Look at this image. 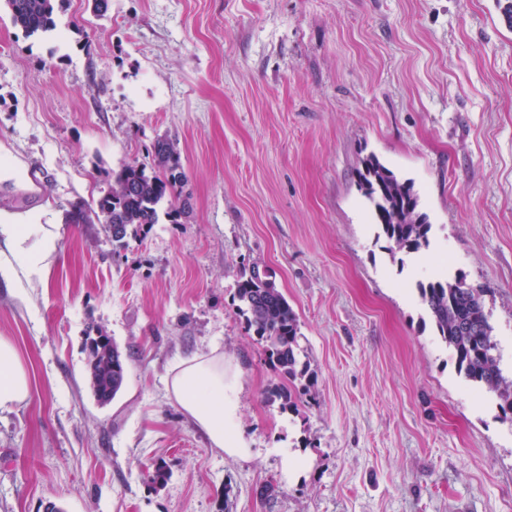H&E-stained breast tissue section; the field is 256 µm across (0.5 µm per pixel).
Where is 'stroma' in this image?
I'll use <instances>...</instances> for the list:
<instances>
[{
	"label": "stroma",
	"instance_id": "35a3bbf8",
	"mask_svg": "<svg viewBox=\"0 0 512 512\" xmlns=\"http://www.w3.org/2000/svg\"><path fill=\"white\" fill-rule=\"evenodd\" d=\"M50 35L0 11V209L53 223L45 282L0 279L34 376L0 413V512H512V424L457 371L418 286L485 289L512 371V27L497 0H64ZM180 156L185 208L113 245L74 224L111 172ZM411 180L429 244L390 254L357 186ZM267 269L310 391L272 368L237 283ZM125 383L92 392L85 333ZM219 349L247 458L167 397ZM288 387L290 403L273 392ZM166 481L156 482V462Z\"/></svg>",
	"mask_w": 512,
	"mask_h": 512
}]
</instances>
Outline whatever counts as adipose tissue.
I'll return each instance as SVG.
<instances>
[{"label": "adipose tissue", "mask_w": 512, "mask_h": 512, "mask_svg": "<svg viewBox=\"0 0 512 512\" xmlns=\"http://www.w3.org/2000/svg\"><path fill=\"white\" fill-rule=\"evenodd\" d=\"M0 242L10 256L0 259V278L17 272L47 278V260L56 250V239L41 214L26 218L0 212ZM239 375L226 366L220 353L182 361L166 383V392L208 436L212 446L231 457H247L250 442L236 422ZM32 377L14 343L0 336V412L13 410L30 396Z\"/></svg>", "instance_id": "ef3b65f1"}]
</instances>
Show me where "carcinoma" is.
Instances as JSON below:
<instances>
[{
  "label": "carcinoma",
  "instance_id": "carcinoma-1",
  "mask_svg": "<svg viewBox=\"0 0 512 512\" xmlns=\"http://www.w3.org/2000/svg\"><path fill=\"white\" fill-rule=\"evenodd\" d=\"M59 0H0V8L11 16L13 25L26 36H46L56 27ZM180 157L173 144L159 141L154 146L151 167L136 162L112 173L108 191L99 197L95 208L78 210L75 221L96 219L121 243L144 224H156L160 215L174 217L176 211H162L173 205L172 198L182 181ZM357 183L373 204V219L389 242L388 251H417L428 245L431 225L418 211L413 183L399 179L393 171L370 155L357 172ZM421 302L428 311L438 336L454 354L459 374L492 393L498 401L501 419L512 422V379L504 377L498 345L485 312V289L459 278L453 282L436 280L419 284ZM237 299L241 313L264 343L275 371L290 382L305 376L298 358L299 324L283 294L268 279L267 272L255 266L248 277L238 282ZM88 366L95 391L116 397L126 374L117 347L112 355L88 353Z\"/></svg>",
  "mask_w": 512,
  "mask_h": 512
}]
</instances>
